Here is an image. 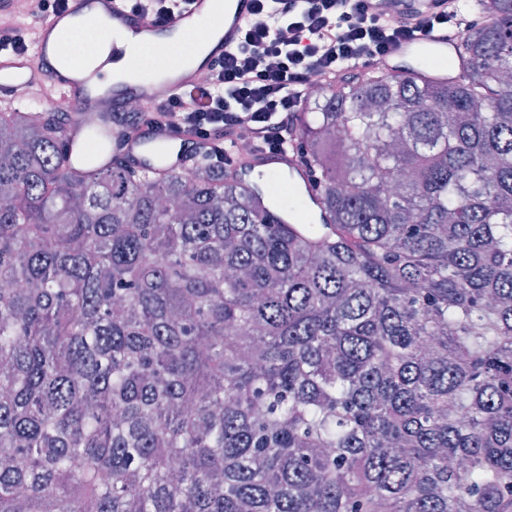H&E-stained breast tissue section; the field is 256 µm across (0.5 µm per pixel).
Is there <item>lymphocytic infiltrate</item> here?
<instances>
[{
    "label": "lymphocytic infiltrate",
    "instance_id": "1",
    "mask_svg": "<svg viewBox=\"0 0 512 512\" xmlns=\"http://www.w3.org/2000/svg\"><path fill=\"white\" fill-rule=\"evenodd\" d=\"M459 0H440L432 11L387 20L369 0H254V18L232 54L210 75L206 107L190 97L138 110L134 126L189 136L194 153L227 170L236 155L215 149L229 138L248 144L252 156L282 151L294 132L309 81L329 87L337 76L384 57L390 47L439 25L467 31L473 24Z\"/></svg>",
    "mask_w": 512,
    "mask_h": 512
}]
</instances>
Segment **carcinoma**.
I'll return each instance as SVG.
<instances>
[{"instance_id":"carcinoma-1","label":"carcinoma","mask_w":512,"mask_h":512,"mask_svg":"<svg viewBox=\"0 0 512 512\" xmlns=\"http://www.w3.org/2000/svg\"><path fill=\"white\" fill-rule=\"evenodd\" d=\"M463 9L461 78L299 113L328 232L0 109V512H512V0Z\"/></svg>"}]
</instances>
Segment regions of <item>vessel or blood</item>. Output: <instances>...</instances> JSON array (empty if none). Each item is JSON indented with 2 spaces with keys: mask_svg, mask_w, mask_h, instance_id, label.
Segmentation results:
<instances>
[{
  "mask_svg": "<svg viewBox=\"0 0 512 512\" xmlns=\"http://www.w3.org/2000/svg\"><path fill=\"white\" fill-rule=\"evenodd\" d=\"M437 0H373L372 8L384 14L400 10L433 9ZM253 18V0H188L171 20L158 24L134 12L128 0H71L69 6L40 20L30 51L0 53V99L18 102L31 86L33 73L48 82L49 101L76 103L95 110L112 132V142L122 154L143 167L186 166L189 147L178 137L151 129L126 136L112 119L128 98L150 106L197 91L199 72L210 70L240 43L242 32ZM98 37L88 53L72 51L69 37L86 28ZM457 32L437 27L416 39L395 44L382 61V68L398 73L412 68L421 50L448 58L456 49ZM139 52L163 51L161 64L149 72L136 67L129 47ZM287 176L306 208L318 213L321 200L307 167L290 152L267 154L238 169L237 175L266 195H273L271 174Z\"/></svg>",
  "mask_w": 512,
  "mask_h": 512,
  "instance_id": "1",
  "label": "vessel or blood"
}]
</instances>
